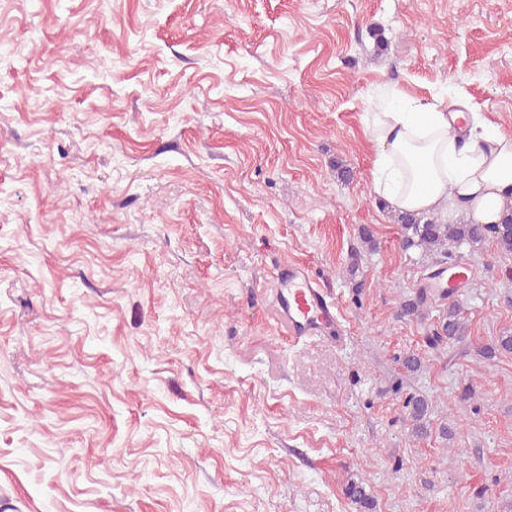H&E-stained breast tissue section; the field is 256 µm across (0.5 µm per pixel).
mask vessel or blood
<instances>
[{"label":"vessel or blood","mask_w":512,"mask_h":512,"mask_svg":"<svg viewBox=\"0 0 512 512\" xmlns=\"http://www.w3.org/2000/svg\"><path fill=\"white\" fill-rule=\"evenodd\" d=\"M468 281L469 269L458 260L430 277L426 286L435 295L445 297L460 292ZM273 296L277 303L278 321L290 337L299 339L321 335L336 318L335 303L328 299L304 265L279 267Z\"/></svg>","instance_id":"b4317fda"}]
</instances>
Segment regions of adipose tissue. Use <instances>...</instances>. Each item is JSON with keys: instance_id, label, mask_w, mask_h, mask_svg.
<instances>
[{"instance_id": "1", "label": "adipose tissue", "mask_w": 512, "mask_h": 512, "mask_svg": "<svg viewBox=\"0 0 512 512\" xmlns=\"http://www.w3.org/2000/svg\"><path fill=\"white\" fill-rule=\"evenodd\" d=\"M374 144L373 192L403 211L453 207L495 224L512 200V135L490 133L477 114L419 106L364 113Z\"/></svg>"}]
</instances>
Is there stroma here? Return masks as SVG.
Here are the masks:
<instances>
[{"label":"stroma","instance_id":"1","mask_svg":"<svg viewBox=\"0 0 512 512\" xmlns=\"http://www.w3.org/2000/svg\"><path fill=\"white\" fill-rule=\"evenodd\" d=\"M394 95L512 134V0H0V512H512V254L449 244L466 342L400 316ZM289 262L342 335L279 328ZM407 420L410 422L411 432L416 437L428 436L427 415L429 404L423 397L410 398L407 400ZM354 475L357 477V474H352V477L347 480L344 487V494L357 507V509H360L358 511H374L375 504L369 490L367 489V484L360 477L355 479Z\"/></svg>","mask_w":512,"mask_h":512}]
</instances>
